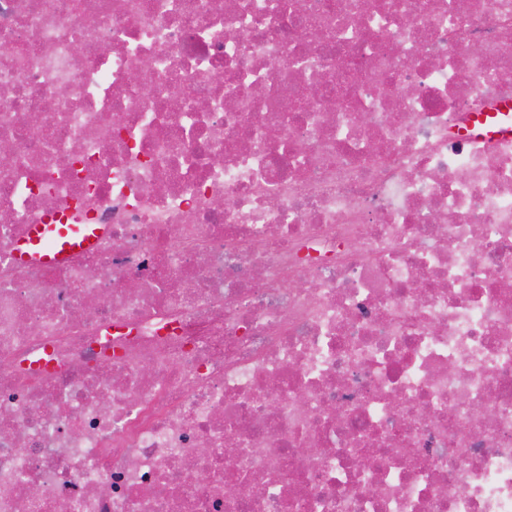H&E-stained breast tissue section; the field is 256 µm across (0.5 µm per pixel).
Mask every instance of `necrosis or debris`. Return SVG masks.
Segmentation results:
<instances>
[{"instance_id":"obj_1","label":"necrosis or debris","mask_w":512,"mask_h":512,"mask_svg":"<svg viewBox=\"0 0 512 512\" xmlns=\"http://www.w3.org/2000/svg\"><path fill=\"white\" fill-rule=\"evenodd\" d=\"M506 104L512 0H0V512H512ZM511 111L510 105H505L503 110H497L487 114H483L478 117L479 126L478 132L487 134L489 136L498 134H508L512 132V125L507 126L506 122L500 120L497 112H508ZM100 232L97 224H33L20 242L16 258L53 265L92 247Z\"/></svg>"}]
</instances>
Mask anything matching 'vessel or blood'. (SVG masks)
Segmentation results:
<instances>
[{"label":"vessel or blood","mask_w":512,"mask_h":512,"mask_svg":"<svg viewBox=\"0 0 512 512\" xmlns=\"http://www.w3.org/2000/svg\"><path fill=\"white\" fill-rule=\"evenodd\" d=\"M99 234L94 224H33L20 242L16 257L23 262L53 265L92 247Z\"/></svg>","instance_id":"obj_1"}]
</instances>
